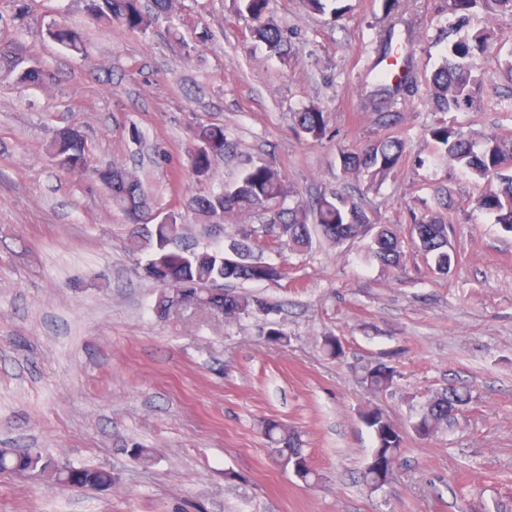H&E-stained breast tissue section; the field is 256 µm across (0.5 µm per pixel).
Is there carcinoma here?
Listing matches in <instances>:
<instances>
[{
  "instance_id": "cac0c4a2",
  "label": "carcinoma",
  "mask_w": 512,
  "mask_h": 512,
  "mask_svg": "<svg viewBox=\"0 0 512 512\" xmlns=\"http://www.w3.org/2000/svg\"><path fill=\"white\" fill-rule=\"evenodd\" d=\"M86 2L87 13L96 23L116 24L142 34L156 29L160 19L169 17L176 8V0H155L152 11L144 10L141 0ZM338 2L340 0H303L308 11L328 15L332 21L347 10V6H340ZM233 5L236 14L253 22L252 34L256 40L274 53L285 52L288 32L267 16L268 0H233ZM477 6L489 14L512 15V0H448V11L456 21L448 23V51L431 79V95L440 112L471 107L482 89L476 59L485 51L491 35L486 30H478L470 36L460 35L467 12ZM44 30L51 42L73 52L83 51L81 34L65 22L51 21ZM397 46L395 27L390 26L380 35V59L390 56ZM404 67L407 79L402 84L393 85L385 74H378V88L365 102L381 120L395 116L394 108L401 95L413 91L410 60H404ZM2 75L34 87H45L56 81L54 74L39 61L28 57L22 46L13 43L0 44ZM295 118L307 137L319 140L325 134L326 116L320 108L310 105L295 113ZM429 135L436 149L449 162L486 182L477 201L478 207L512 232V167L505 166L512 160V137L489 135L479 141L445 125L431 129ZM191 139L190 170L197 177H207L215 163L230 149L224 126L199 125L193 129ZM404 150V143L395 137L379 139L358 151L343 154V171L364 174L372 179L387 175L398 167ZM47 152L63 171L82 172L88 168L86 142L77 127L55 131ZM94 174L107 189L112 205L121 210L131 224L129 241L132 248L140 247L142 237L150 247L144 273L160 286L154 306L158 317L166 318L177 307L188 303L222 309L229 317L269 310L267 302L258 296L217 287L221 281L272 283L286 276L279 265L254 257V247L262 238L254 225H237L236 234L225 249H174L170 242L186 238L190 225L173 211L162 214L148 207L143 184L131 172L109 167L98 169ZM293 193L276 167L269 163L253 164L245 167L238 178L224 188L193 198L192 207L204 221L213 224H222L227 217L239 214L270 213L268 223L277 231L269 243L271 249L282 246L308 248L314 230L337 246L368 237V249L382 267L392 270L402 267V241L387 225L375 223L362 203L331 191L323 193L311 204L298 201L291 207H282L284 200ZM449 233L448 218L432 211L414 217L410 224L411 239L421 251L432 256V271L442 277L448 276L451 268L458 264L457 252L448 248ZM363 382L374 392H386L395 387L397 372L388 363L379 362L364 371ZM471 401L469 390L448 385L433 395L418 414L413 424L414 433L428 439L440 429L453 426L459 420V412ZM361 418L372 430L376 441L362 472V481L371 488H381L393 478L405 437L378 407L364 410ZM264 431L284 466L302 481L309 482L314 472L306 463L298 434L277 420L267 421ZM0 473L33 475L54 484L89 489H108L115 483L110 470L76 467L45 457L40 452L34 455L16 448H0Z\"/></svg>"
}]
</instances>
